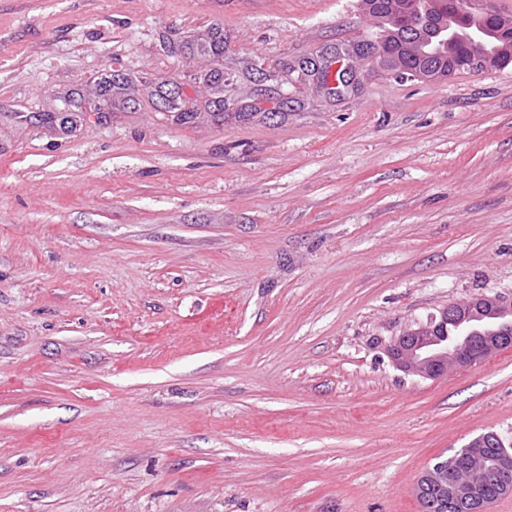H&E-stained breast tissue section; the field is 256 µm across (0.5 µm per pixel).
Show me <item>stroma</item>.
<instances>
[{
  "label": "stroma",
  "instance_id": "stroma-1",
  "mask_svg": "<svg viewBox=\"0 0 512 512\" xmlns=\"http://www.w3.org/2000/svg\"><path fill=\"white\" fill-rule=\"evenodd\" d=\"M357 0H0V512H421L512 439V68L431 84ZM512 332V302L485 294L444 306L439 316L405 330L387 347L393 365L404 373L437 378L449 366L469 368L484 362ZM505 440L495 432H487L470 440L464 446V452L463 448L454 450L452 454L462 464L466 457V463L458 473L456 458L442 457L418 478L414 486L415 497L421 500L427 486H436L448 490L450 501L467 505L472 512L486 511L487 504L491 505L504 495V486L498 479L489 481L483 491L484 501L482 490L485 484L491 478L512 472V448H506ZM491 444L502 447L492 457L488 452Z\"/></svg>",
  "mask_w": 512,
  "mask_h": 512
}]
</instances>
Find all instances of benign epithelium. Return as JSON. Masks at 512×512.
I'll return each instance as SVG.
<instances>
[{"instance_id": "1", "label": "benign epithelium", "mask_w": 512, "mask_h": 512, "mask_svg": "<svg viewBox=\"0 0 512 512\" xmlns=\"http://www.w3.org/2000/svg\"><path fill=\"white\" fill-rule=\"evenodd\" d=\"M455 13L469 17L459 24L443 13L440 0H407L404 12L415 18L404 32L390 17H376L381 29L380 39L366 45V55L379 68L400 73L404 71L403 58L407 55L426 59L442 56L448 67L421 65L411 76L426 82L448 78L466 69L482 71L493 64L496 54L512 52V44L495 42L484 25L485 19L496 14L495 0H454ZM387 42H397L400 48L390 54L382 50ZM468 53L463 55L460 46ZM512 330V302L485 294L470 296L444 306L426 322L404 331L387 347L393 365L411 375L437 378L448 367L475 366L499 350L506 341L512 342L507 330ZM499 446L490 455L491 444ZM466 463L457 469L456 458L443 457L429 467L416 481L414 494L422 499L428 486L448 490L450 501L467 505L472 512H485L482 490L488 480L512 473V448L497 433L478 435L464 446Z\"/></svg>"}]
</instances>
